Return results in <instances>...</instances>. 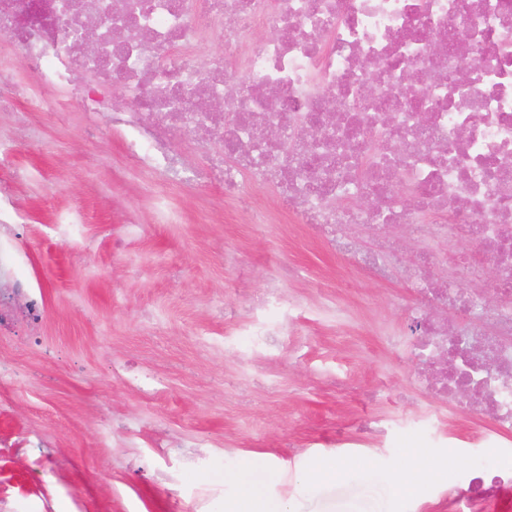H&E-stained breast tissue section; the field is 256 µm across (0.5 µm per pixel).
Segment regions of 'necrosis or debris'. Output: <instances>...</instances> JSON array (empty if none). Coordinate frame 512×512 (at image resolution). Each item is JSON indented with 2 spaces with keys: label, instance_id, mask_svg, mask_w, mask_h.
I'll return each mask as SVG.
<instances>
[{
  "label": "necrosis or debris",
  "instance_id": "1",
  "mask_svg": "<svg viewBox=\"0 0 512 512\" xmlns=\"http://www.w3.org/2000/svg\"><path fill=\"white\" fill-rule=\"evenodd\" d=\"M214 32L224 50L198 64ZM0 37L40 86L81 105L88 134L121 131L128 159L162 185L217 183L228 196L274 185L297 223L339 248L350 246L339 226L366 227L378 248L359 261L380 278L391 234L468 242L467 272L492 264L499 301L433 284L436 255L421 254L410 271L418 380L437 396L466 392L461 412L512 436V0H0ZM78 68L86 86L73 82ZM116 78L135 109L116 110ZM208 97L223 109L195 117ZM330 100L341 110L324 128ZM279 120L284 145L263 135ZM182 134L204 163L172 151ZM366 194L385 206L359 207ZM22 220L0 194V328L38 320L17 274ZM452 308L468 326L449 321ZM506 488L511 463L473 465L441 505L476 510Z\"/></svg>",
  "mask_w": 512,
  "mask_h": 512
}]
</instances>
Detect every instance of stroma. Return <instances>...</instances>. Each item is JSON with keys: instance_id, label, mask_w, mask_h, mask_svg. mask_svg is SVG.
<instances>
[{"instance_id": "1", "label": "stroma", "mask_w": 512, "mask_h": 512, "mask_svg": "<svg viewBox=\"0 0 512 512\" xmlns=\"http://www.w3.org/2000/svg\"><path fill=\"white\" fill-rule=\"evenodd\" d=\"M0 80L14 90L0 133L17 140L0 181L25 175L9 193L25 213L20 275L42 314L36 328L0 333V486L18 512H194L203 493L224 512L244 491L232 474L268 471L267 496L289 512H440L435 489L465 476L467 438L492 425L418 386L404 323L412 282L334 254L280 211L273 186L158 193L127 164L120 135L87 137L77 106L27 111L21 92L35 78L7 43ZM257 207L271 223H251ZM74 215V237L51 231ZM130 222L141 233L121 238ZM274 274L290 307L282 334L268 348L243 344L240 332L265 319L224 307L246 306ZM372 421L386 431L365 450ZM33 437L49 462L20 448ZM167 438L202 444L198 466L161 447ZM397 473L415 495L393 498Z\"/></svg>"}]
</instances>
